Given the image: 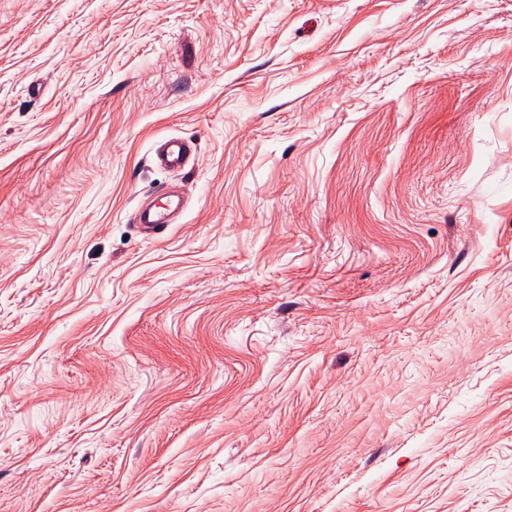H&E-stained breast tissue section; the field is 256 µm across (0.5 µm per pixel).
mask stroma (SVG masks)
Segmentation results:
<instances>
[{"label": "stroma", "instance_id": "35a3bbf8", "mask_svg": "<svg viewBox=\"0 0 512 512\" xmlns=\"http://www.w3.org/2000/svg\"><path fill=\"white\" fill-rule=\"evenodd\" d=\"M0 512H512V0H0ZM193 142L184 138H170L154 151L153 160L161 168L177 170L184 167L193 152ZM167 198L166 203L160 207L151 205H141L134 213V221L140 224L144 230L161 234L167 230L169 224H172L174 218L184 209V201L181 196L164 193Z\"/></svg>", "mask_w": 512, "mask_h": 512}]
</instances>
